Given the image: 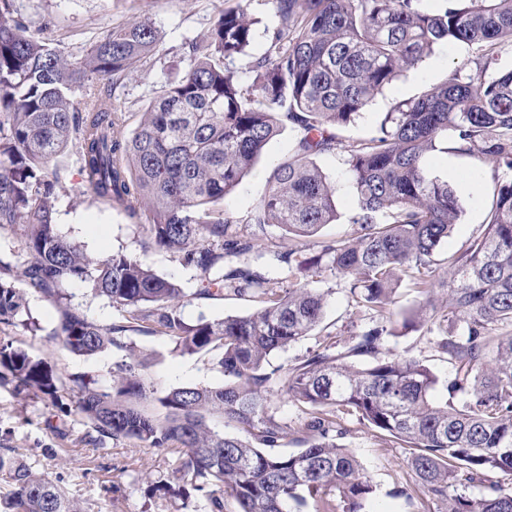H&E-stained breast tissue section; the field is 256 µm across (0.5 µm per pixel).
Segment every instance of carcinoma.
I'll list each match as a JSON object with an SVG mask.
<instances>
[{
    "label": "carcinoma",
    "mask_w": 512,
    "mask_h": 512,
    "mask_svg": "<svg viewBox=\"0 0 512 512\" xmlns=\"http://www.w3.org/2000/svg\"><path fill=\"white\" fill-rule=\"evenodd\" d=\"M279 26L265 52L251 60L252 81L214 62L248 53L253 21L239 5L223 11L207 38L191 44L185 75L150 103L132 135L112 110V89L98 82L129 76L158 44L146 20L101 33L82 54L64 56L41 32L0 0V230L20 232L22 271L0 259V324L40 330L18 278L56 312L51 339L91 356L123 352L112 387L89 376H66L0 339V384L14 382L51 402L67 396L101 438L179 448L191 488L168 482L152 495L206 497L211 512H363L375 488L350 449L337 443L336 412L356 417L383 442L410 450L416 487L402 491L447 501L446 512H512V490L487 485L448 494L463 474L473 483L488 472L512 476V69L486 77L504 43L512 44V0H272ZM460 42L478 50L476 68L453 72L399 102L376 132L345 147L342 175L357 198L349 223L356 236L306 256L302 237L337 220L336 184L313 161L337 144L336 129L436 47ZM301 129L294 152L243 219L208 205L232 193L279 135L277 115ZM74 145L83 180L97 198L136 216L151 203L148 243L181 255L208 283L202 298L248 295L252 314L186 324L187 295L178 281L156 274L122 252L94 259L57 231L59 179L49 162ZM434 151L489 161L511 172L497 181L485 229L446 259L435 278L434 256L462 214L448 180L434 174ZM277 224L298 241L285 254L235 239L233 224ZM347 280L355 305L381 317L404 279L424 301L403 325L446 323L439 347L454 369L451 389L461 405L432 399L437 379L413 357L385 347L386 329L368 326L341 343L320 336L319 349L298 364L267 369L321 323L327 294L283 290L271 262ZM124 308L127 324L102 326L64 303L72 281ZM447 289L436 304L434 290ZM163 335L187 354H211L224 385H186L147 402L151 392L126 332ZM283 397L306 414L301 449L278 450L286 426L271 407ZM222 418L225 430L207 416ZM0 512H81L48 476L12 448H0Z\"/></svg>",
    "instance_id": "cac0c4a2"
}]
</instances>
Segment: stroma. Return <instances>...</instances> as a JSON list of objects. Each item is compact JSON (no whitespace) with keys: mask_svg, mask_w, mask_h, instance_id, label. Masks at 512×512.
I'll return each mask as SVG.
<instances>
[{"mask_svg":"<svg viewBox=\"0 0 512 512\" xmlns=\"http://www.w3.org/2000/svg\"><path fill=\"white\" fill-rule=\"evenodd\" d=\"M237 4L238 0H16L19 16L31 28L47 26L48 36L67 54L89 46L111 27L142 18L151 20L159 33L155 52L138 62L131 76L112 84V106L122 112L130 132L137 128L154 97L183 76L189 64L190 43L202 40L220 13ZM474 59V49L463 43L437 47L418 68L405 72L377 95L354 123L338 129L339 145L335 150L315 156V163L336 180L339 217L309 239L310 253L318 252L320 242L348 238L356 230L347 221L355 198L340 178L345 145L369 136L397 103L416 96L425 86L456 70L472 69ZM299 137L296 126L283 123L280 135L268 144L254 170L219 204L220 209L239 217V224L232 227L234 234L279 253L292 246L288 234L278 225L247 224L243 218L263 196L274 169L291 155ZM430 165L436 174L448 178L463 206L459 223L439 251L444 257L464 250L483 232L499 173L492 164L449 153H433ZM50 169L62 185L55 206L58 231L84 253L101 259L123 252L141 258L157 274L177 279L188 296L181 309L187 323L256 311V303L248 297L230 293L216 298L199 297L202 279L193 268L182 264L178 254L159 248L144 249L141 225L145 216H131L124 206L96 198L87 191L74 148L61 153ZM320 287L329 293L323 325L336 333L340 342H348L352 333L371 324V313L355 307L345 280L327 271ZM65 292L71 306L97 324L125 320L122 307L92 296L85 283L67 284ZM417 301L411 284L403 283L393 297L392 317L383 321L388 332L387 346L421 361L443 390L452 380L453 372L446 354L438 347L437 332L402 325L404 313L414 308ZM28 302L32 316L41 325L40 331L0 324V337L13 340L55 371L85 374L100 387L109 388L113 364L120 360V352L107 350L90 357L69 352L49 337L54 326V308L35 292L29 293ZM129 337L157 395L184 385L219 386L224 382L223 374L212 368L209 355L180 353L170 340L157 335L133 331ZM336 421L340 443L354 452L375 487L364 512H444L445 504L440 499L423 496L409 501L397 496V489L409 487L416 480L408 463V449L392 442L382 443L356 417L341 413ZM89 433V426L79 415L60 409L41 394L11 385L0 386V448L15 449L27 458L69 496L80 500L85 512H205L202 494L181 501L147 492L151 480L187 482L179 449L148 448L135 441L109 440L99 445L91 441Z\"/></svg>","mask_w":512,"mask_h":512,"instance_id":"obj_1","label":"stroma"}]
</instances>
